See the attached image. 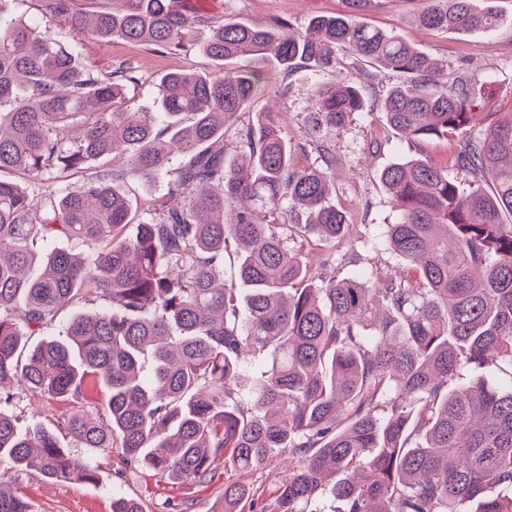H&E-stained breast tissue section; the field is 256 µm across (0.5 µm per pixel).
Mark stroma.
<instances>
[{
  "label": "stroma",
  "instance_id": "obj_1",
  "mask_svg": "<svg viewBox=\"0 0 512 512\" xmlns=\"http://www.w3.org/2000/svg\"><path fill=\"white\" fill-rule=\"evenodd\" d=\"M503 17L495 31L458 33L435 32L420 27L414 19V0H374L365 18L372 25L395 31L407 42L435 58H443L449 69L468 68L482 89V112H512V0H484ZM189 9L216 21H233L267 26L278 19L303 27L318 16H334L345 9L343 0H184ZM12 16L50 28L55 38L73 48L79 59L95 71L106 74L119 63H132L139 82L126 91L122 106L129 112H156L160 109L157 83L168 72L188 70L215 71V63L198 51L195 38H187L183 47L160 52L145 44L118 38L92 36L76 39L64 28L46 18L42 0H14ZM249 69L267 78L244 122L273 118L291 143L308 137L311 104L302 92L315 75L311 66L301 64L290 75H282L272 63L262 59L249 62ZM324 81L344 84L355 82L366 91L367 108L356 113L341 129L329 132L336 162L333 167L331 203L343 211L352 226L349 240L343 243H306L313 274L333 273L337 277H357L369 272L393 270L397 258L373 245L383 225L393 222L395 213L377 175L385 167L406 156L420 155L443 164L459 147L456 136L433 137L417 143L399 138L378 107L379 100L394 85L403 83V75L377 69L350 52H338L335 63L323 71ZM338 258L335 266L324 265L326 257ZM89 464L97 469L95 483L51 482L36 476L19 480L16 489L30 504L32 512H111L112 499L127 495L140 499L145 512H174V504L190 500L191 512H212L224 488V473H216L205 485L173 484L153 472L127 468L120 452L92 455ZM282 465L273 461L242 474L254 492V504H243V512L252 505L272 512Z\"/></svg>",
  "mask_w": 512,
  "mask_h": 512
}]
</instances>
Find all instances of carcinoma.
Returning a JSON list of instances; mask_svg holds the SVG:
<instances>
[{
	"label": "carcinoma",
	"instance_id": "1",
	"mask_svg": "<svg viewBox=\"0 0 512 512\" xmlns=\"http://www.w3.org/2000/svg\"><path fill=\"white\" fill-rule=\"evenodd\" d=\"M11 2L0 0V173L26 185L0 179V476L96 481L62 446L66 434L176 484L209 483L220 461L242 473L286 457L273 512H323L328 493L335 512H512V112L472 133L475 83L365 22L371 0H344L343 14L304 31L213 21L183 0H112L91 19L75 0H44L76 37L168 51L206 27L199 48L219 65L258 57L287 75L299 63L322 71L341 50L410 76L380 102L391 128L410 142L454 133L460 148L449 167L413 156L378 173L399 215L376 244L404 269L314 277L295 243L348 234L328 201L325 131L363 110L358 87L305 88L323 168L297 167L305 145L274 120L238 127L256 71L169 72L161 111L127 112L135 66L98 74L48 30L4 22ZM417 2L416 21L432 30L500 25L476 0ZM103 157L125 165L91 173L79 191L63 186ZM129 176L166 179L137 220L120 185ZM299 210L304 224L276 217ZM72 240L88 252L57 246ZM227 257L242 296L224 284ZM489 367L507 384L457 382ZM93 382L108 392L103 412L79 409L57 433L19 429L16 385L79 402ZM249 495L226 480L212 512H241ZM0 512L31 509L0 488ZM112 512L144 509L120 497Z\"/></svg>",
	"mask_w": 512,
	"mask_h": 512
}]
</instances>
